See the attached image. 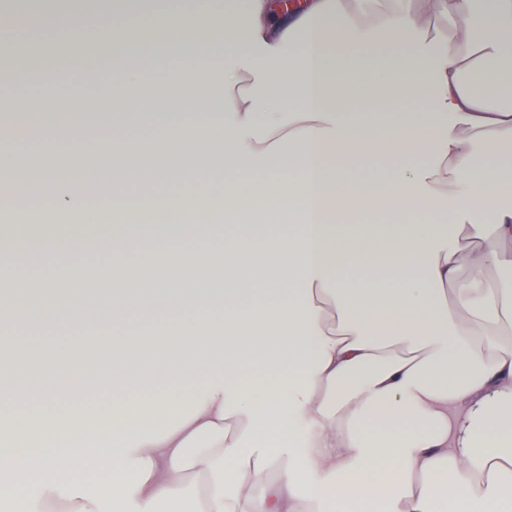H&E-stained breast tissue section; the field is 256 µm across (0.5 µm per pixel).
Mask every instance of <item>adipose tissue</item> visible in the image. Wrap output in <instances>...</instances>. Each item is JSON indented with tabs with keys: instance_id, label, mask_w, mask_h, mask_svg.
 <instances>
[{
	"instance_id": "ef3b65f1",
	"label": "adipose tissue",
	"mask_w": 512,
	"mask_h": 512,
	"mask_svg": "<svg viewBox=\"0 0 512 512\" xmlns=\"http://www.w3.org/2000/svg\"><path fill=\"white\" fill-rule=\"evenodd\" d=\"M192 14L185 0L138 35L196 62L192 76L148 86L149 57L124 61L97 106L203 100L209 110L156 127L146 148L132 147L131 129L113 131L97 173L114 193L144 183L159 209L218 210L233 225L222 252L172 256L170 276L220 261L247 273L225 278L222 312L206 322L192 300L198 281L132 287L142 272L128 256L152 230L125 210L86 238L112 246L102 282L80 265L45 292L12 279L0 295V317L14 323L0 335L12 354L0 402L24 398L37 412L0 420L13 445L0 472L27 488L24 512H178L187 501L193 512H512V182L481 162L512 148L502 54L512 0L483 12L477 0H242L225 11L220 42ZM107 16L124 33L136 13L77 0L54 19L83 39ZM284 144L281 175L269 177ZM419 155L424 163L410 165ZM203 172L222 179L217 199L172 194ZM247 176L260 182L258 202L243 192ZM355 178L366 191H337ZM21 192L99 221L70 174L0 178V196ZM282 202L302 232L265 246L258 206ZM430 209L449 222L366 220ZM149 311L177 313L178 327L142 333ZM118 314L128 319L120 337L109 332ZM63 323L73 354L119 373L129 405L86 413L71 356L18 353L21 335ZM134 348L164 367L146 408ZM94 448L111 449L119 472L97 490L75 475ZM373 486L381 497H367Z\"/></svg>"
}]
</instances>
